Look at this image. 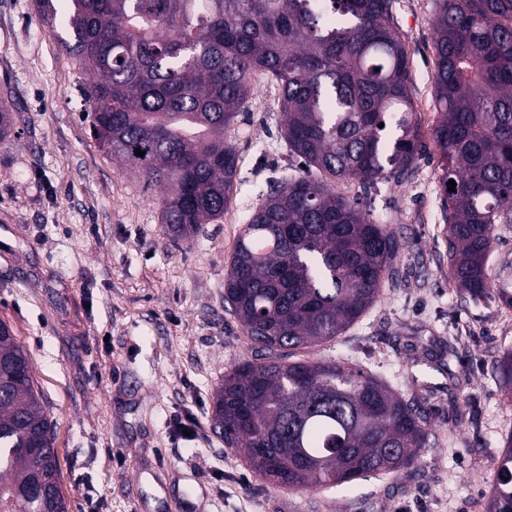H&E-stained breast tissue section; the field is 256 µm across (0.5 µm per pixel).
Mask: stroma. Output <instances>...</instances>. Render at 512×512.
Returning a JSON list of instances; mask_svg holds the SVG:
<instances>
[{
	"label": "stroma",
	"mask_w": 512,
	"mask_h": 512,
	"mask_svg": "<svg viewBox=\"0 0 512 512\" xmlns=\"http://www.w3.org/2000/svg\"><path fill=\"white\" fill-rule=\"evenodd\" d=\"M433 0H394L421 142L433 148ZM36 0H0V320L28 358L52 425L70 512H487L512 398L497 369L512 307L474 301L448 278L436 159L362 195L401 238L397 285L306 358H341L404 396L431 392L417 467L348 488L291 490L255 475L210 426L224 374L255 354L224 309L237 237L271 179L288 173L279 91L259 77L224 131L239 156L224 214L175 241L138 167L116 161L84 120L92 76ZM197 425L196 439L173 428Z\"/></svg>",
	"instance_id": "35a3bbf8"
}]
</instances>
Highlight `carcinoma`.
<instances>
[{"instance_id":"1","label":"carcinoma","mask_w":512,"mask_h":512,"mask_svg":"<svg viewBox=\"0 0 512 512\" xmlns=\"http://www.w3.org/2000/svg\"><path fill=\"white\" fill-rule=\"evenodd\" d=\"M37 4L96 76L83 91L91 134L109 133L107 151L157 190L174 240L224 214L239 164L224 128L254 77L276 82L281 136L298 165L270 182L233 251L224 302L256 355L224 375L213 429L277 487L284 468L298 489L415 466L429 444L428 390L408 399L352 362L294 357L341 335L399 278L396 231L336 191L402 182L415 162L410 61L391 0ZM431 25L448 271L478 299L498 226L512 227V0H435ZM499 368L512 398L511 351ZM69 508L27 354L0 321V512ZM489 512H512V439Z\"/></svg>"}]
</instances>
